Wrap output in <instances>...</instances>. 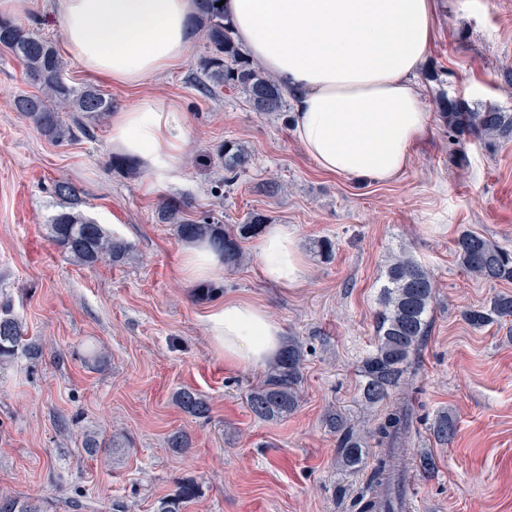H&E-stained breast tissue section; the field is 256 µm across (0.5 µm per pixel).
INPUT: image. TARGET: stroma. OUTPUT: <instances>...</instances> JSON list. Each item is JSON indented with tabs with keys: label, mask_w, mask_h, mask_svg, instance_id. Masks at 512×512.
<instances>
[{
	"label": "stroma",
	"mask_w": 512,
	"mask_h": 512,
	"mask_svg": "<svg viewBox=\"0 0 512 512\" xmlns=\"http://www.w3.org/2000/svg\"><path fill=\"white\" fill-rule=\"evenodd\" d=\"M58 0H29L16 23L61 44ZM202 34L187 58L134 87L92 77L65 57L70 84L91 85L121 108L161 97L190 118L178 181L150 189L146 173L113 171L110 120L91 137L51 143L11 100L36 93L22 65L0 49V305L25 323L41 358L18 355L0 369V492L43 498L48 512H155L182 484L197 495L181 512H358L366 471L341 468L340 435L328 422L371 431L377 410L360 399L361 366L373 350L374 314L388 261L406 255L436 281L429 334L421 348L419 412L404 450L408 496L417 512H512V321L470 326L463 310L486 304L512 283L468 275L453 251L465 231L512 248V142L487 145L448 128L435 101L512 112V0H436V32L418 78L429 131L409 167L391 181L332 177L293 135L290 112H253L228 88L201 90ZM241 142L254 163L223 200L213 148ZM82 187L83 209L133 248L121 265L86 269L50 239L60 209L53 181ZM191 199L226 225L249 212L294 229L308 267L298 286L261 276L257 239L245 261L225 269L222 294L193 298L180 274L173 226L154 221L161 201ZM330 240L331 256L318 242ZM258 302L303 347L299 406L282 419L255 418L248 393L261 370H235L212 344L206 314L225 299ZM191 389L209 418L182 412ZM454 437L433 436L439 414ZM185 431L190 446L170 448ZM119 447L89 454L85 434ZM435 472L424 475L422 457Z\"/></svg>",
	"instance_id": "35a3bbf8"
}]
</instances>
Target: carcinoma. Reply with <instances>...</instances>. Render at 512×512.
<instances>
[{"mask_svg": "<svg viewBox=\"0 0 512 512\" xmlns=\"http://www.w3.org/2000/svg\"><path fill=\"white\" fill-rule=\"evenodd\" d=\"M221 0H196L194 29L205 37L207 54L200 60L203 88L227 87L244 95L249 107L261 114L286 109V99L277 82L245 57L235 41L233 27L224 14ZM0 46L9 50L24 67L27 78L41 94L18 95L16 111L31 120L41 136L63 143L88 135L87 121L112 111V101L97 88H77L67 83L65 66L54 44L39 32L26 29L11 19L0 18ZM448 127L468 133L480 141H512V113L488 105L465 111L456 99L445 96L436 101ZM69 113L64 119L62 113ZM224 159L222 186L231 187L245 174L253 159L238 142L226 140L217 150ZM52 191L60 201V211L50 220V238L78 265L93 269L100 264L127 260L132 246L112 236L83 211L84 192L68 180L53 182ZM161 224L175 225L178 237L187 242H206L218 253L224 265L234 267L243 258L242 241L263 232L266 216L251 213L232 229L219 223L214 214L195 213L192 201L163 202L157 209ZM455 255L469 274L491 282L512 281V250L486 237L464 233L455 241ZM435 297L430 272L413 259L399 255L390 261L380 289V309L375 315V346L362 366L361 398L365 406L385 404L371 438L379 448L368 477L370 497L360 500V512H405V469L398 450L405 442L413 419V399L407 397L416 380V364L424 337L428 334ZM464 319L475 328L512 318V294L499 293L486 305L463 311ZM38 358L42 350L25 338L20 318L0 307V366L19 353ZM302 346L290 342L275 359L265 381L247 397L250 412L262 420L286 417L298 407V385L302 378ZM179 407L191 416L207 418L208 401L192 390L176 395ZM333 429L342 431L338 448L340 463L348 471L363 467L365 439L344 429L343 421L329 416ZM455 419L443 414L434 422L433 434L440 441L455 435ZM193 484H184L174 499H162L156 512H180V504L196 496ZM0 512H47L44 502L0 493Z\"/></svg>", "mask_w": 512, "mask_h": 512, "instance_id": "carcinoma-1", "label": "carcinoma"}]
</instances>
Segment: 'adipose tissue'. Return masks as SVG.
Here are the masks:
<instances>
[{
	"instance_id": "obj_1",
	"label": "adipose tissue",
	"mask_w": 512,
	"mask_h": 512,
	"mask_svg": "<svg viewBox=\"0 0 512 512\" xmlns=\"http://www.w3.org/2000/svg\"><path fill=\"white\" fill-rule=\"evenodd\" d=\"M195 0H59L68 53L89 73L134 85L176 67L189 51ZM238 42L271 74L294 109V134L324 172L386 181L408 166L428 129L415 78L434 34V0H225ZM185 112L144 97L112 116L113 148L157 187L174 181L189 141ZM263 278L297 286L307 264L294 230L268 228L258 246ZM224 264L207 243L189 244L180 273L217 278ZM208 334L238 369L264 368L285 347L268 309L225 301L207 316Z\"/></svg>"
}]
</instances>
